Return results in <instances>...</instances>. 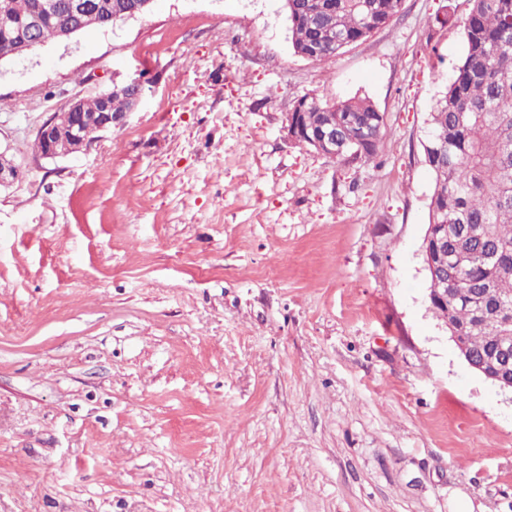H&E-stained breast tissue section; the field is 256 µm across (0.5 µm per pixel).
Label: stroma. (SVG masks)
Segmentation results:
<instances>
[{
    "instance_id": "stroma-1",
    "label": "stroma",
    "mask_w": 512,
    "mask_h": 512,
    "mask_svg": "<svg viewBox=\"0 0 512 512\" xmlns=\"http://www.w3.org/2000/svg\"><path fill=\"white\" fill-rule=\"evenodd\" d=\"M323 63L284 0L149 12L0 58V512H512V394L429 309L432 99L470 0ZM141 79L125 125L43 159L74 98ZM369 97L379 152L283 132ZM25 170L12 157L7 156L5 151L0 150V187H11L22 181Z\"/></svg>"
}]
</instances>
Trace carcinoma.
<instances>
[{
  "mask_svg": "<svg viewBox=\"0 0 512 512\" xmlns=\"http://www.w3.org/2000/svg\"><path fill=\"white\" fill-rule=\"evenodd\" d=\"M14 24L20 25L37 0H8ZM37 39L60 40L73 30L109 28L112 15H79L71 0H51ZM292 46L296 53L318 51L327 62L344 45L356 43L385 27L398 13L400 0H291ZM464 22L465 51L453 67L428 115L424 159L434 174L428 203L429 223L448 225L446 276L431 281L447 303L429 304L434 314L462 327L475 353L492 349L496 320H512V0H470ZM136 95L131 88L82 100L91 115L129 111ZM294 143L312 147L319 130L336 124V137L350 143L345 163L371 162L378 155L386 122L367 97L323 101L307 97ZM467 288L488 312L475 318L457 303L453 289Z\"/></svg>",
  "mask_w": 512,
  "mask_h": 512,
  "instance_id": "cac0c4a2",
  "label": "carcinoma"
}]
</instances>
